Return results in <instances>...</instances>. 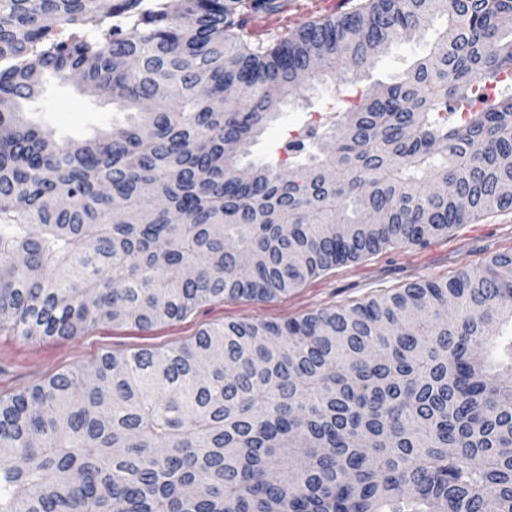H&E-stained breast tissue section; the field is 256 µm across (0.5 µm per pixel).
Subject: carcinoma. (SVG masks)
I'll list each match as a JSON object with an SVG mask.
<instances>
[{"instance_id": "carcinoma-1", "label": "carcinoma", "mask_w": 512, "mask_h": 512, "mask_svg": "<svg viewBox=\"0 0 512 512\" xmlns=\"http://www.w3.org/2000/svg\"><path fill=\"white\" fill-rule=\"evenodd\" d=\"M295 0H0V326L149 328L273 300L394 244L512 209V0H358L267 40ZM375 83L307 162L239 177L283 101ZM48 74L131 113L59 143ZM0 512H512V252L283 324L228 323L0 397Z\"/></svg>"}]
</instances>
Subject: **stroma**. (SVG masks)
I'll use <instances>...</instances> for the list:
<instances>
[{"label": "stroma", "instance_id": "obj_1", "mask_svg": "<svg viewBox=\"0 0 512 512\" xmlns=\"http://www.w3.org/2000/svg\"><path fill=\"white\" fill-rule=\"evenodd\" d=\"M444 26L407 40L382 56L360 84L328 80L305 100L289 102L251 147L254 161L288 165L283 144L307 123L325 121L354 100L357 90L377 82L391 83L426 55ZM25 117L61 142L80 140L125 121L119 107L80 87L78 77H48L39 95L24 106ZM512 251V210L494 211L453 226L427 245L398 244L359 260L340 263L300 288L274 299H224L204 303L184 318L149 328L96 323L78 336L26 339L0 328V397L31 389L56 374L78 372L103 355H129L142 350L166 351L190 344L202 330L231 322L282 323L326 308L349 307L423 280H445L482 268L498 254Z\"/></svg>", "mask_w": 512, "mask_h": 512}]
</instances>
